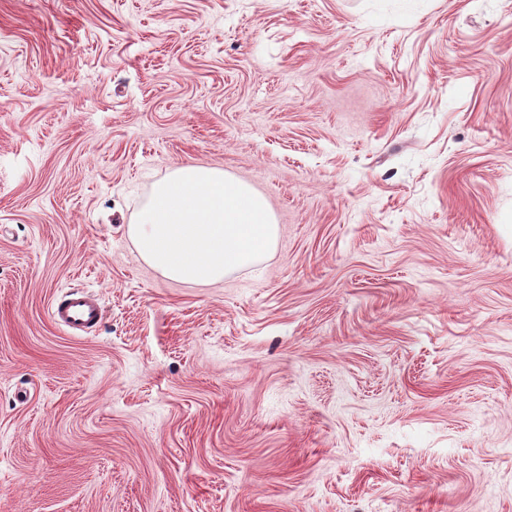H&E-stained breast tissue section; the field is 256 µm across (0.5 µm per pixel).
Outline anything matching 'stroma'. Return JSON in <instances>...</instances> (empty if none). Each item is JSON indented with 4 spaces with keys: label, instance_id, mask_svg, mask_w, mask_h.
Here are the masks:
<instances>
[{
    "label": "stroma",
    "instance_id": "obj_1",
    "mask_svg": "<svg viewBox=\"0 0 512 512\" xmlns=\"http://www.w3.org/2000/svg\"><path fill=\"white\" fill-rule=\"evenodd\" d=\"M187 162L258 266L143 261ZM0 512H512V0H0ZM102 309L93 294L75 292L56 301L50 309L52 322L70 333H90L102 319Z\"/></svg>",
    "mask_w": 512,
    "mask_h": 512
}]
</instances>
